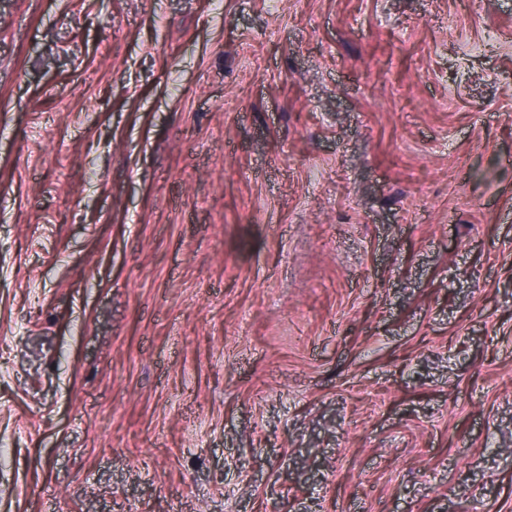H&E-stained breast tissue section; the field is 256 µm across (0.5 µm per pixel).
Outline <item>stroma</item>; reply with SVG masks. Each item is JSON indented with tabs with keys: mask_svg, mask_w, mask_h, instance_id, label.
Returning a JSON list of instances; mask_svg holds the SVG:
<instances>
[{
	"mask_svg": "<svg viewBox=\"0 0 512 512\" xmlns=\"http://www.w3.org/2000/svg\"><path fill=\"white\" fill-rule=\"evenodd\" d=\"M0 512H512V0H0Z\"/></svg>",
	"mask_w": 512,
	"mask_h": 512,
	"instance_id": "stroma-1",
	"label": "stroma"
}]
</instances>
